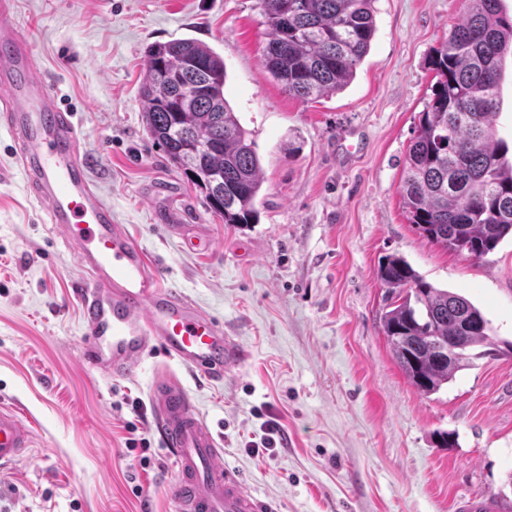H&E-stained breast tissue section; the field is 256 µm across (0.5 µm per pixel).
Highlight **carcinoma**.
<instances>
[{
    "instance_id": "obj_1",
    "label": "carcinoma",
    "mask_w": 512,
    "mask_h": 512,
    "mask_svg": "<svg viewBox=\"0 0 512 512\" xmlns=\"http://www.w3.org/2000/svg\"><path fill=\"white\" fill-rule=\"evenodd\" d=\"M500 0H470L431 61L437 81L409 148L403 201L428 242L482 259L512 236V164L494 139L503 54L512 16ZM268 41L262 63L301 102L344 89L376 27L371 0H261ZM140 86L151 140L226 224H256L263 184L255 144L224 97V58L193 38L147 47ZM391 294L382 329L393 357L422 395L437 393L470 366L472 350L512 354L469 299L438 288L404 258L378 269Z\"/></svg>"
}]
</instances>
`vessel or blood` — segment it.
<instances>
[{
	"mask_svg": "<svg viewBox=\"0 0 512 512\" xmlns=\"http://www.w3.org/2000/svg\"><path fill=\"white\" fill-rule=\"evenodd\" d=\"M10 10L11 0H0V120L50 223L60 227L87 274L74 289L82 364L124 379L160 349L191 372L228 374L245 358L242 344L167 286L158 267L113 220L81 159V130L59 106L30 43L8 23ZM150 400L155 430L177 468L172 494L178 512H279L276 501L248 491L241 472L222 463L221 438L179 381L168 377L155 384ZM32 443V422L15 407L0 405V468L17 462Z\"/></svg>",
	"mask_w": 512,
	"mask_h": 512,
	"instance_id": "b4317fda",
	"label": "vessel or blood"
}]
</instances>
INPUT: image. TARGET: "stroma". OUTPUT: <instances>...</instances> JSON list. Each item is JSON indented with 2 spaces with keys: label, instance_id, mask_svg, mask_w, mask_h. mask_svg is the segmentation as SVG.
Segmentation results:
<instances>
[{
  "label": "stroma",
  "instance_id": "1",
  "mask_svg": "<svg viewBox=\"0 0 512 512\" xmlns=\"http://www.w3.org/2000/svg\"><path fill=\"white\" fill-rule=\"evenodd\" d=\"M369 53L336 94L302 103L262 64L260 0H13L112 217L167 282L248 351L218 383L157 352L107 380L79 358L75 257L50 224L0 127V403L34 423L0 470V512H177L173 459L146 400L176 376L223 438L224 463L281 512H454L512 475V356L485 355L433 395L397 365L382 331L381 260L479 307L512 341V239L480 260L421 237L402 206L410 141L435 82L430 60L467 0H372ZM191 37L224 59V96L263 170L258 223L234 226L147 135L145 50ZM498 140L512 160V55L502 63ZM143 400L142 415L131 404ZM276 421L282 440L252 455ZM148 449L127 444L128 425Z\"/></svg>",
  "mask_w": 512,
  "mask_h": 512
}]
</instances>
